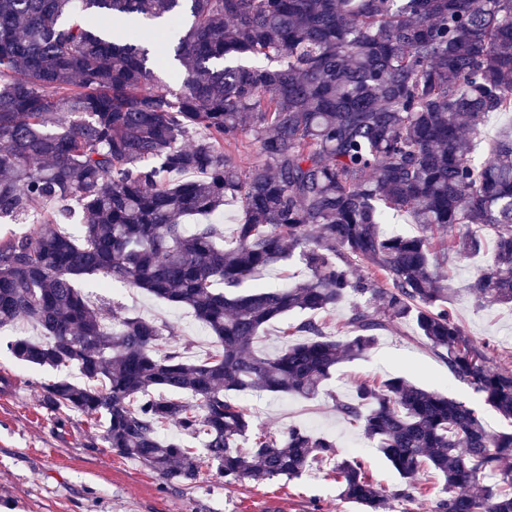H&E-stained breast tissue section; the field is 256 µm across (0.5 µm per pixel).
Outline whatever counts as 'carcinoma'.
<instances>
[{
    "label": "carcinoma",
    "mask_w": 512,
    "mask_h": 512,
    "mask_svg": "<svg viewBox=\"0 0 512 512\" xmlns=\"http://www.w3.org/2000/svg\"><path fill=\"white\" fill-rule=\"evenodd\" d=\"M158 43L175 94L155 84ZM489 112H512V0H0V221L38 218L0 237V329L40 331L7 349L34 369L77 368L81 381L44 385V407L101 421L113 453L167 484L195 481L204 459L229 484L332 460L339 496L384 512L360 460L302 426L252 432L240 396L314 399L411 320L512 424V370L456 320L443 274L485 249L452 229L489 226V264L465 290L512 307V129L471 159ZM244 138L261 156L245 169L224 152ZM230 198L244 221L225 240L202 219ZM69 202L80 236L62 228ZM392 211L419 232L383 234ZM289 261L303 278L258 283ZM97 274L190 309L212 351L191 360L171 328L101 319L78 287ZM342 307L335 337L317 315ZM292 313L306 318L289 341L259 353L263 328ZM332 401L404 479L403 497L430 469L432 512H512V430L490 433L475 408L402 377ZM172 424L202 447L162 438Z\"/></svg>",
    "instance_id": "1"
}]
</instances>
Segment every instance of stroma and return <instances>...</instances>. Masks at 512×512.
Returning a JSON list of instances; mask_svg holds the SVG:
<instances>
[{
	"instance_id": "35a3bbf8",
	"label": "stroma",
	"mask_w": 512,
	"mask_h": 512,
	"mask_svg": "<svg viewBox=\"0 0 512 512\" xmlns=\"http://www.w3.org/2000/svg\"><path fill=\"white\" fill-rule=\"evenodd\" d=\"M482 267L478 258H457L445 266V276L458 289L450 307L470 336L486 345L492 365L512 370V308L477 307L464 291ZM80 286L104 316L140 315L173 327L189 343L192 358L206 357L212 349L210 333L187 308L98 276ZM392 376L474 407L479 404L447 363L420 344L409 323L381 335L363 356L341 363L328 395L313 400L249 395L242 402L255 412L259 425L280 431L300 425L334 440L340 456L362 457L388 497L385 512H430L440 490L436 475L425 474L424 492L414 501L398 497L402 479L361 428L336 413L330 399L334 393L348 395L357 382ZM53 377V372L31 368L0 351V512H253L261 501L277 498L287 501L288 512H359L340 499L326 462L313 465L300 478L277 477L258 486L224 483L205 463L193 484H167L139 462L113 454L86 416L43 409L42 386Z\"/></svg>"
}]
</instances>
